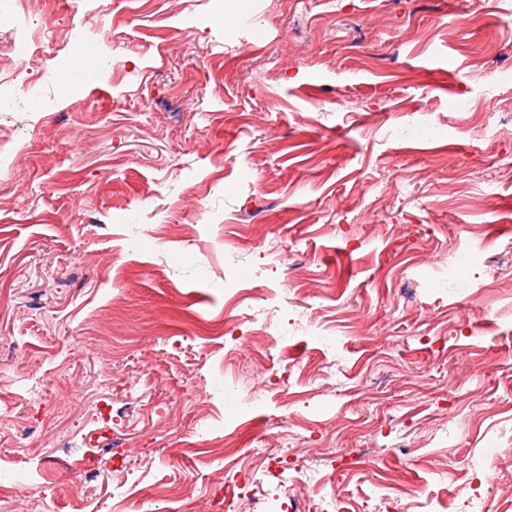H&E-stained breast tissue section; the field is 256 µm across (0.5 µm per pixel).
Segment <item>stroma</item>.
<instances>
[{
  "mask_svg": "<svg viewBox=\"0 0 512 512\" xmlns=\"http://www.w3.org/2000/svg\"><path fill=\"white\" fill-rule=\"evenodd\" d=\"M31 26L60 50L0 83V512H195L231 430L270 495L318 476L305 512H377L383 482L389 512H512V131L483 110L512 113L485 78L512 0H45Z\"/></svg>",
  "mask_w": 512,
  "mask_h": 512,
  "instance_id": "stroma-1",
  "label": "stroma"
}]
</instances>
